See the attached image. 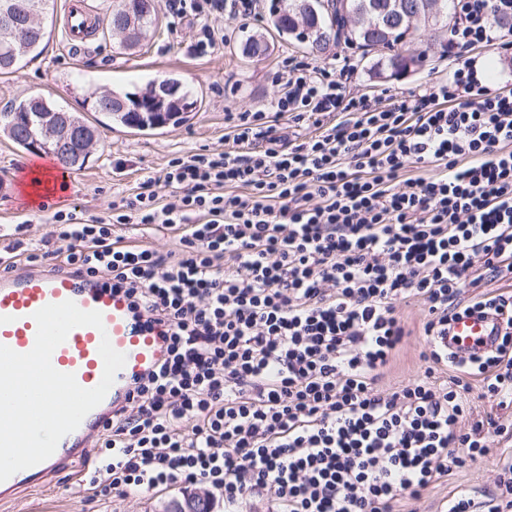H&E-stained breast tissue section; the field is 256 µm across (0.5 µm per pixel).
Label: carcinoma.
<instances>
[{"label":"carcinoma","instance_id":"cac0c4a2","mask_svg":"<svg viewBox=\"0 0 512 512\" xmlns=\"http://www.w3.org/2000/svg\"><path fill=\"white\" fill-rule=\"evenodd\" d=\"M49 0H0V75L12 74L21 70L27 62L42 53L48 43L46 23V6ZM408 10L416 6L434 7L432 25L448 24V0H401ZM387 0H331L329 7L317 13H309V23L304 29L322 33L338 43L340 40L358 42L363 47H376L370 33L380 22V9ZM157 6L146 0H113L112 10L108 16L107 26L110 31L123 35L122 44L126 49H134L156 29ZM30 16L38 27V32L30 37H20L6 25L5 19ZM297 16L296 0H289L288 8L278 14L274 27L278 34L291 36L295 34ZM411 30L408 23L402 28H384L380 34L385 49L391 52L388 66L397 70L406 61V56L395 50L403 43V37ZM181 82L169 77L162 81H150L139 93L121 95L108 93L113 102L109 110L95 107V111L130 130H154L156 126L138 120V113L149 112L151 108L139 104L138 99L149 95L157 100H178L185 106L181 121L187 120V113L196 109L198 100L189 90H181ZM61 113L74 126L78 134L91 130L80 116L59 107L37 95L10 106L0 112V129L23 149L49 154L55 151L54 142L47 139L45 122L50 115Z\"/></svg>","mask_w":512,"mask_h":512}]
</instances>
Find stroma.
Wrapping results in <instances>:
<instances>
[{
    "label": "stroma",
    "instance_id": "1",
    "mask_svg": "<svg viewBox=\"0 0 512 512\" xmlns=\"http://www.w3.org/2000/svg\"><path fill=\"white\" fill-rule=\"evenodd\" d=\"M64 2L51 0L46 49L17 73L0 75V110L40 94L95 127L96 146L85 166L72 171L64 205L102 218L110 214L114 201L130 193L139 178L160 175L171 158L205 148L224 149L225 112L270 110L279 91L278 76L286 65L314 63L336 73L349 71L348 89L382 102L431 86L444 78L450 67L441 53L445 32L422 22L417 25L414 42L402 46L401 51L421 54L423 62L402 75L378 70L379 53H365L354 43L341 42L320 53L310 52L307 44L279 37L272 27L274 15L286 0H260L256 17L246 22L229 16L215 18V26L224 30V42L205 57L193 51L198 22L187 17L177 24L164 11L159 14L154 36L142 47L119 48V35L109 34L103 27L91 49L74 52L56 26ZM251 36L267 43L265 56L254 57L246 51L245 41ZM173 74L199 98L196 110L181 125L133 133L112 124L92 107L91 91L136 92L149 81ZM34 161L33 153L0 132V231L17 240L38 239L51 230L44 222L45 208L30 205L20 187L25 169ZM511 447L505 441L491 443L486 457L431 486L418 512H439L452 490L486 496L494 488L497 454ZM99 451V446H92L80 470H62L48 487L22 492L15 501L0 504V512H164L169 502L187 493L182 487L154 495L90 498L85 481Z\"/></svg>",
    "mask_w": 512,
    "mask_h": 512
}]
</instances>
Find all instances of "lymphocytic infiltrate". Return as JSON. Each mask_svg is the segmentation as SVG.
<instances>
[{
    "mask_svg": "<svg viewBox=\"0 0 512 512\" xmlns=\"http://www.w3.org/2000/svg\"><path fill=\"white\" fill-rule=\"evenodd\" d=\"M445 79L379 103L318 67L289 71L270 112H226L231 148L173 158L108 218L52 212L0 270L58 262L124 291L161 326L168 356L99 437L93 497L203 486L224 512H398L512 440L469 394L512 406V90L470 49L512 45V0H451ZM223 42L213 17L258 0H165ZM311 120L314 136L291 127ZM434 167L431 176L411 168ZM176 232L174 250L117 227ZM420 303L421 374L381 387ZM501 316L498 347L467 361L438 339L463 313Z\"/></svg>",
    "mask_w": 512,
    "mask_h": 512,
    "instance_id": "f902f5d3",
    "label": "lymphocytic infiltrate"
}]
</instances>
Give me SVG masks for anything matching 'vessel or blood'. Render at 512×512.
<instances>
[{"instance_id": "1", "label": "vessel or blood", "mask_w": 512, "mask_h": 512, "mask_svg": "<svg viewBox=\"0 0 512 512\" xmlns=\"http://www.w3.org/2000/svg\"><path fill=\"white\" fill-rule=\"evenodd\" d=\"M62 29L65 40L74 47L86 42L97 25L81 0H66ZM65 300L74 301L85 311H99L104 327L71 330L52 354L54 368L74 374L82 387L97 386L104 368L98 348L105 337L125 355L126 362L101 404L84 417L76 430L61 439L50 458L0 482L1 502L20 488L41 486L64 466H79L87 456L89 442L101 434L112 415L128 404L135 386L156 370L168 353L165 337L151 329L145 318L135 316L124 292L102 286L75 271L0 275V345L19 353L29 352L36 339L34 313L45 305ZM499 328L500 323L493 316L463 314L451 322L442 343L457 358L465 360L493 349Z\"/></svg>"}]
</instances>
